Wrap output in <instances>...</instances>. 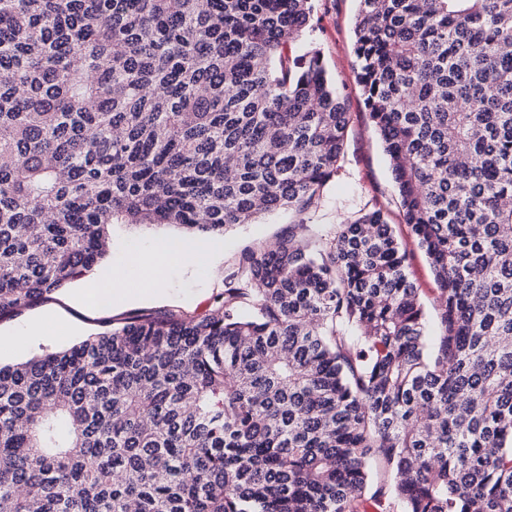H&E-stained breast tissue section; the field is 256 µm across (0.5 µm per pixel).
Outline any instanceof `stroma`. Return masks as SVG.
<instances>
[{"mask_svg": "<svg viewBox=\"0 0 512 512\" xmlns=\"http://www.w3.org/2000/svg\"><path fill=\"white\" fill-rule=\"evenodd\" d=\"M358 0H313V20L288 47L290 56L303 54L309 46L320 49L323 62L350 114V129L344 157L331 178L322 206L313 217L321 234L332 237L345 218L360 209H379L388 221L402 225L398 193L392 179L381 141L366 110L357 80L353 22ZM289 216L278 213L259 218L251 224H236L224 234L188 233L168 226L113 225L110 250L102 268L124 257L134 248L161 247L173 239H188L211 249L207 266L188 267L171 264L167 282L157 295L109 308H96L80 301L81 282L68 284L53 298L0 321V336L11 335L21 323L45 319L46 335L38 340H23L8 350H0V363L12 364L32 356L70 347L93 334L123 324L135 313H201L214 296L223 291L225 277L234 270L245 248L275 242L287 233Z\"/></svg>", "mask_w": 512, "mask_h": 512, "instance_id": "1", "label": "stroma"}]
</instances>
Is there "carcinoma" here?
Returning a JSON list of instances; mask_svg holds the SVG:
<instances>
[{
  "label": "carcinoma",
  "instance_id": "obj_1",
  "mask_svg": "<svg viewBox=\"0 0 512 512\" xmlns=\"http://www.w3.org/2000/svg\"><path fill=\"white\" fill-rule=\"evenodd\" d=\"M312 0H0V320L114 224L286 210L201 315L0 365V512H512V0H359L380 210L308 224L350 126ZM234 173H228V162Z\"/></svg>",
  "mask_w": 512,
  "mask_h": 512
}]
</instances>
